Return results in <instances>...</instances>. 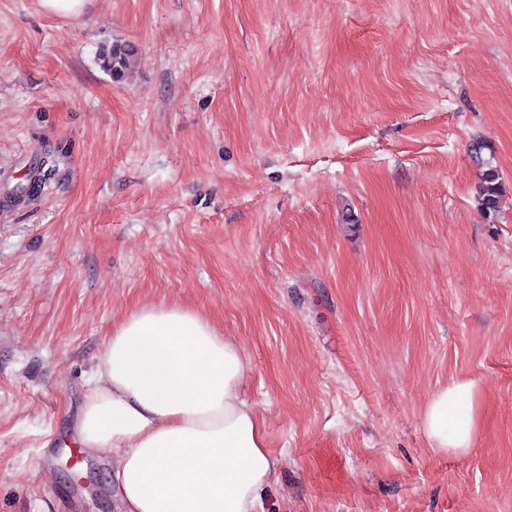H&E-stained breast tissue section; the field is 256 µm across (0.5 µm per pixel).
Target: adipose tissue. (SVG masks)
Masks as SVG:
<instances>
[{
  "mask_svg": "<svg viewBox=\"0 0 512 512\" xmlns=\"http://www.w3.org/2000/svg\"><path fill=\"white\" fill-rule=\"evenodd\" d=\"M247 373L240 345L197 309L146 304L113 326L78 440L108 455L122 512H261L277 461L242 397ZM478 403L470 380L437 391L424 413L433 447L467 451Z\"/></svg>",
  "mask_w": 512,
  "mask_h": 512,
  "instance_id": "obj_1",
  "label": "adipose tissue"
}]
</instances>
